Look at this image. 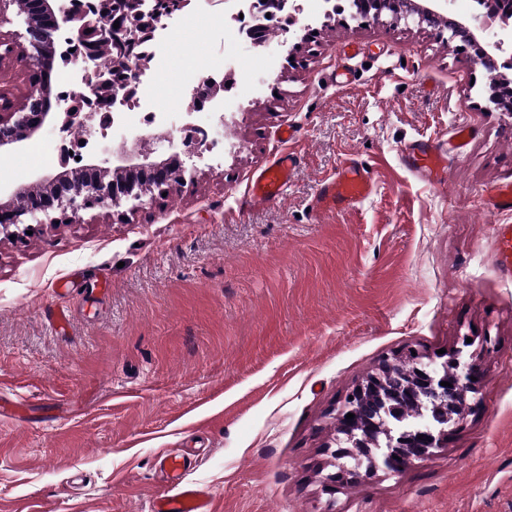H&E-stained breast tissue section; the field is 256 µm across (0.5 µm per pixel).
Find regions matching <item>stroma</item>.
Segmentation results:
<instances>
[{
    "label": "stroma",
    "mask_w": 512,
    "mask_h": 512,
    "mask_svg": "<svg viewBox=\"0 0 512 512\" xmlns=\"http://www.w3.org/2000/svg\"><path fill=\"white\" fill-rule=\"evenodd\" d=\"M298 3L293 30L317 38L292 50L281 28L266 48L226 45V0L183 9L161 101L186 109L175 77L207 53L232 49L238 64L222 94L225 147L184 157L181 187L142 210L0 234V406L27 409L0 416V512H151L158 455L185 448L200 451L185 479L215 512H512V280L493 263V227L512 213L483 204L487 186L512 182V116L447 35ZM339 67L351 86L336 85ZM462 125L445 186L404 165L405 145L452 142ZM287 126L301 164L285 195L239 209ZM85 131L98 149L69 167L133 164L137 143L155 161L184 156L156 125L126 140L95 118ZM355 155L373 194L316 215L319 180ZM61 167L42 166L31 141L15 145L0 155V199ZM458 346L479 366L478 405L428 458L326 491L344 395L392 351Z\"/></svg>",
    "instance_id": "obj_1"
}]
</instances>
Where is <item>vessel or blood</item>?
<instances>
[{
	"instance_id": "1",
	"label": "vessel or blood",
	"mask_w": 512,
	"mask_h": 512,
	"mask_svg": "<svg viewBox=\"0 0 512 512\" xmlns=\"http://www.w3.org/2000/svg\"><path fill=\"white\" fill-rule=\"evenodd\" d=\"M466 142L457 139L454 148L428 143L410 144L403 153L405 165L425 180L442 184L447 168L449 151H462ZM300 156L293 151H283L267 166L256 170L249 179L243 195L246 205H265L279 200L285 194L288 183L300 165ZM374 190L373 173L363 160H345L336 172L322 179L313 201L316 213H333L352 208L369 197ZM484 203L493 213L512 211V182L488 188ZM496 240L495 264L503 278H512V224L494 227ZM153 512H213L210 498L200 487L190 482L169 485L154 500Z\"/></svg>"
}]
</instances>
